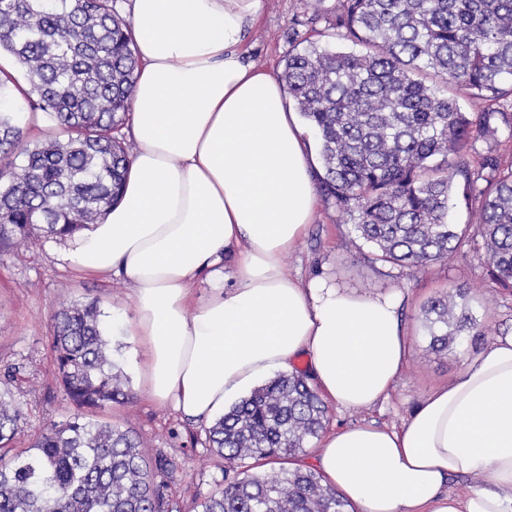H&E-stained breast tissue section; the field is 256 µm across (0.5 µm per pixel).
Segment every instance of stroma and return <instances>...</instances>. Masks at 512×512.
<instances>
[{
    "instance_id": "obj_1",
    "label": "stroma",
    "mask_w": 512,
    "mask_h": 512,
    "mask_svg": "<svg viewBox=\"0 0 512 512\" xmlns=\"http://www.w3.org/2000/svg\"><path fill=\"white\" fill-rule=\"evenodd\" d=\"M336 4L337 0H323L316 11L310 0H264L261 17L246 38L247 61L280 75L292 28L317 45L352 51L353 43L337 39L331 26ZM72 247L69 240L42 238L0 251V378L8 368H15L11 391L22 409L23 430L13 446L19 450L29 447L42 425L66 420L76 411L55 363L53 314L59 306L94 300L104 317L125 319L133 314L125 279L77 271L67 259ZM285 263L305 280L320 277L359 292L397 290L405 298L402 316L410 333V353L390 399L369 410L329 406L324 421L328 431L371 421L400 425L427 392L461 372L465 355L477 354L495 336L512 332V292L488 278L485 250L478 241L412 272L377 260L373 247L358 238L346 215L321 197L305 237ZM451 288L467 289L466 302L483 331L469 338L463 350L441 355L429 348L421 314L428 302ZM107 333L114 360L131 381L134 399L88 410L87 416L133 429L149 455L171 459L174 471L156 473L154 482L164 486L172 512H194L196 503L222 481L224 461L209 447L205 424L183 420L171 406L144 396L133 343L121 326L108 327Z\"/></svg>"
}]
</instances>
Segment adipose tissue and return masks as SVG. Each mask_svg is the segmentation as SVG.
I'll use <instances>...</instances> for the list:
<instances>
[{
  "instance_id": "adipose-tissue-1",
  "label": "adipose tissue",
  "mask_w": 512,
  "mask_h": 512,
  "mask_svg": "<svg viewBox=\"0 0 512 512\" xmlns=\"http://www.w3.org/2000/svg\"><path fill=\"white\" fill-rule=\"evenodd\" d=\"M138 60L123 195L75 238L82 272L124 276L144 392L209 422L297 361L337 408L387 400L409 354L398 292L285 266L316 205L283 86L242 51L263 0H122ZM211 292L196 297L195 288ZM314 468L354 512H512V333L467 357L397 427L327 433ZM453 477L470 478L449 491Z\"/></svg>"
}]
</instances>
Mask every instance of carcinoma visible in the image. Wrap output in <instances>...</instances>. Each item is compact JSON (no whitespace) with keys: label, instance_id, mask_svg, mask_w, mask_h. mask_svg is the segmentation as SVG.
Segmentation results:
<instances>
[{"label":"carcinoma","instance_id":"cac0c4a2","mask_svg":"<svg viewBox=\"0 0 512 512\" xmlns=\"http://www.w3.org/2000/svg\"><path fill=\"white\" fill-rule=\"evenodd\" d=\"M336 36L363 46L336 52L311 42L285 59L281 80L319 146V189L349 215L378 260L418 270L448 258L468 227L448 223L453 180L474 205L490 279L512 290V169L476 138L512 129V113L463 112L454 96L512 98V0H337ZM27 74L22 95L62 130L33 145L13 122L17 85L0 81V247L36 237L66 239L96 224L117 201L129 152L117 134L137 59L116 0H0V51ZM22 163H17V160ZM455 288L422 317L430 349L446 353L481 324ZM97 302L54 314L56 365L79 409L132 398L114 369ZM0 390V512H168L150 459L129 428L75 413L47 424L12 453L22 419ZM327 406L307 375L279 374L235 403L208 429L224 478L198 512H347V502L300 464Z\"/></svg>","mask_w":512,"mask_h":512}]
</instances>
